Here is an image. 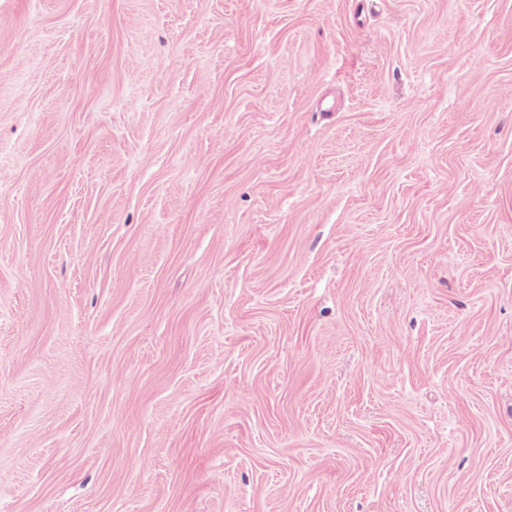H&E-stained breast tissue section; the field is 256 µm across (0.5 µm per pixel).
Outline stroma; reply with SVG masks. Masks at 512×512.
<instances>
[{"label":"stroma","mask_w":512,"mask_h":512,"mask_svg":"<svg viewBox=\"0 0 512 512\" xmlns=\"http://www.w3.org/2000/svg\"><path fill=\"white\" fill-rule=\"evenodd\" d=\"M0 512H512V0H0Z\"/></svg>","instance_id":"35a3bbf8"}]
</instances>
